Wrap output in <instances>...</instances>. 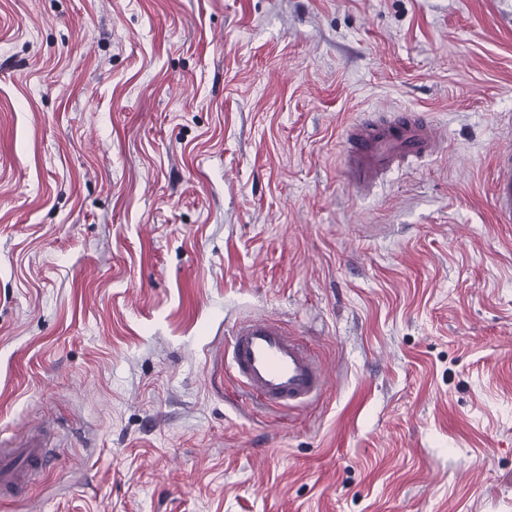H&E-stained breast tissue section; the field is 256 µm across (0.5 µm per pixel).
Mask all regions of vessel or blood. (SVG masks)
<instances>
[{
	"instance_id": "b4317fda",
	"label": "vessel or blood",
	"mask_w": 512,
	"mask_h": 512,
	"mask_svg": "<svg viewBox=\"0 0 512 512\" xmlns=\"http://www.w3.org/2000/svg\"><path fill=\"white\" fill-rule=\"evenodd\" d=\"M441 129L422 112H397L389 120L365 119L348 127L344 156L349 183L363 194L405 162L446 150ZM492 188L498 216L512 220V153L499 154ZM231 367L251 392L275 406H294L318 396L327 371L276 320L257 316L238 322L229 339ZM47 455L34 433L17 437L0 448V496H11L29 485Z\"/></svg>"
}]
</instances>
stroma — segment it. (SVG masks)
<instances>
[{"instance_id": "1", "label": "stroma", "mask_w": 512, "mask_h": 512, "mask_svg": "<svg viewBox=\"0 0 512 512\" xmlns=\"http://www.w3.org/2000/svg\"><path fill=\"white\" fill-rule=\"evenodd\" d=\"M448 153L348 184L364 114ZM512 0H0V512H512ZM278 320L328 369L265 404ZM496 177L492 188V203L498 216L512 221V153H501L495 161ZM228 346L240 382L271 405L304 403L327 383L322 364L276 320L257 316L238 322ZM12 447L0 448V496H11L19 488L27 487L39 474L47 455L41 438L33 433L16 436Z\"/></svg>"}]
</instances>
